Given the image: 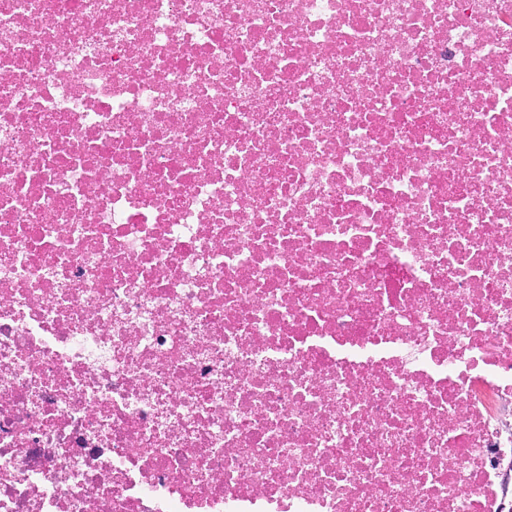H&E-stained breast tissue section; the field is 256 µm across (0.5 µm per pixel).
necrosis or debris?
<instances>
[{
  "mask_svg": "<svg viewBox=\"0 0 512 512\" xmlns=\"http://www.w3.org/2000/svg\"><path fill=\"white\" fill-rule=\"evenodd\" d=\"M0 512H512V0H0Z\"/></svg>",
  "mask_w": 512,
  "mask_h": 512,
  "instance_id": "4bbe7bcc",
  "label": "necrosis or debris"
}]
</instances>
